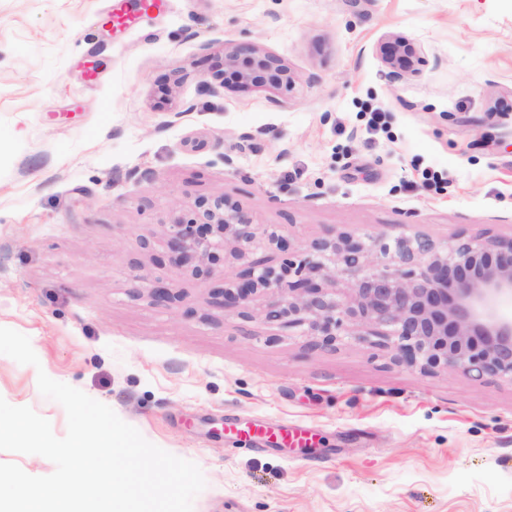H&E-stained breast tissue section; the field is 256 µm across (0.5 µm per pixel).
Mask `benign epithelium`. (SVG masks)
I'll use <instances>...</instances> for the list:
<instances>
[{
    "instance_id": "obj_1",
    "label": "benign epithelium",
    "mask_w": 512,
    "mask_h": 512,
    "mask_svg": "<svg viewBox=\"0 0 512 512\" xmlns=\"http://www.w3.org/2000/svg\"><path fill=\"white\" fill-rule=\"evenodd\" d=\"M384 61L395 79L416 71V52L404 41L387 45ZM228 73L243 88L295 83L285 65L252 43L224 53L213 79L223 87ZM217 86L204 82L212 93ZM164 227L175 274L211 279L229 245L244 261L236 281L212 289L225 310L247 318L244 305L260 299L265 322L311 337L314 349H334L354 332L398 364L512 381V237H470L440 249L420 236L373 246L341 232L294 259L276 225L257 232L224 194L199 198L192 212L172 215ZM269 248L286 255L280 265L257 256ZM176 285L174 278L154 282L153 301L166 306L179 299Z\"/></svg>"
}]
</instances>
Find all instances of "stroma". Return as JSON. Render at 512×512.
I'll return each instance as SVG.
<instances>
[{
	"instance_id": "obj_1",
	"label": "stroma",
	"mask_w": 512,
	"mask_h": 512,
	"mask_svg": "<svg viewBox=\"0 0 512 512\" xmlns=\"http://www.w3.org/2000/svg\"><path fill=\"white\" fill-rule=\"evenodd\" d=\"M145 2L0 0V327L40 361L0 355V397L58 437L38 371L108 405L201 469L193 512H512L511 381L308 349L211 304L240 262L158 261L169 213L220 193L301 253L511 237L512 0ZM398 38L421 62L394 80ZM243 42L295 86L204 90ZM175 278L155 281L149 288L153 301L159 305H168L181 297L180 291L176 288Z\"/></svg>"
}]
</instances>
